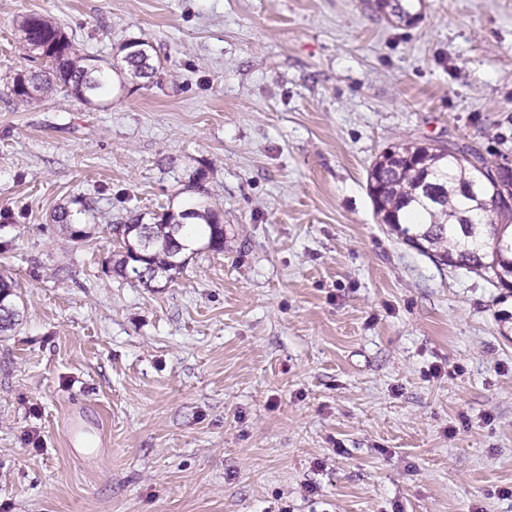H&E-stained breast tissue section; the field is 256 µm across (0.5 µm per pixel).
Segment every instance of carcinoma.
I'll use <instances>...</instances> for the list:
<instances>
[{
    "label": "carcinoma",
    "mask_w": 512,
    "mask_h": 512,
    "mask_svg": "<svg viewBox=\"0 0 512 512\" xmlns=\"http://www.w3.org/2000/svg\"><path fill=\"white\" fill-rule=\"evenodd\" d=\"M387 20L409 22L410 0H377ZM22 40L29 50L49 62L53 78L76 98L88 101L100 94L110 77L97 59L80 55L60 28L41 15L25 18ZM144 50L126 52L124 61L133 75L148 78L154 71L153 46L141 41ZM51 80L34 75L13 81L12 94L29 102L38 99ZM471 178L470 167L459 163L447 145L420 147L418 142L400 143L382 153L368 171L367 182L374 186L376 214L391 230L411 243L422 241L425 249L448 266L469 269L478 276L491 277L502 288L498 269L512 266V211L495 212L463 194L462 184ZM71 211L62 208L53 221L70 231L74 240L87 231L70 222ZM113 236L124 250L119 261L122 271H130L136 281H171L182 273L188 244L203 243L210 250H224V225L207 203L195 200L175 212L133 214L122 224L112 225Z\"/></svg>",
    "instance_id": "obj_1"
}]
</instances>
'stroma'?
<instances>
[{
	"mask_svg": "<svg viewBox=\"0 0 512 512\" xmlns=\"http://www.w3.org/2000/svg\"><path fill=\"white\" fill-rule=\"evenodd\" d=\"M413 10L0 0V512H512V291L397 238L367 190L404 140L512 156V0ZM33 13L105 68L150 42L157 71L22 102ZM198 170L223 252L123 277L112 225ZM76 196L82 241L51 221ZM84 404L94 467L64 442ZM414 0H377L379 8L387 20L408 23L412 19V5L408 2Z\"/></svg>",
	"mask_w": 512,
	"mask_h": 512,
	"instance_id": "stroma-1",
	"label": "stroma"
}]
</instances>
